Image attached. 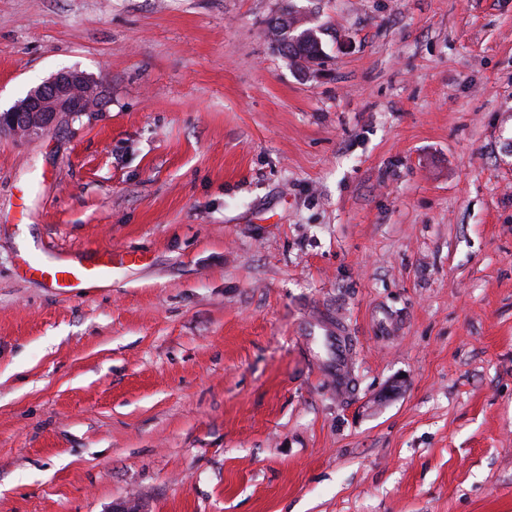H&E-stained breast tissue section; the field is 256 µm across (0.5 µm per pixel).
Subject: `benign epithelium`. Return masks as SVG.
I'll list each match as a JSON object with an SVG mask.
<instances>
[{"label":"benign epithelium","instance_id":"1","mask_svg":"<svg viewBox=\"0 0 512 512\" xmlns=\"http://www.w3.org/2000/svg\"><path fill=\"white\" fill-rule=\"evenodd\" d=\"M102 103V86L78 68L63 69L31 88L11 108L0 111V128L20 139L38 137L67 116L94 112Z\"/></svg>","mask_w":512,"mask_h":512}]
</instances>
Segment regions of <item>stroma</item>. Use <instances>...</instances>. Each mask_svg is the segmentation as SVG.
<instances>
[{
    "label": "stroma",
    "instance_id": "stroma-1",
    "mask_svg": "<svg viewBox=\"0 0 512 512\" xmlns=\"http://www.w3.org/2000/svg\"><path fill=\"white\" fill-rule=\"evenodd\" d=\"M74 67L0 132V512H512V0H0V110ZM293 12L289 10L286 15L271 21L273 36L278 35L277 44L285 55L294 58L320 59L323 54L322 45L313 28L298 26L291 20ZM78 68L63 69L31 88L11 108L0 111V128L20 139L38 137L63 118L94 112L102 103V86ZM4 132V130H2ZM112 251L94 262L84 261L76 255L39 258L32 271L51 280L60 288L77 293L91 282L107 281L112 277Z\"/></svg>",
    "mask_w": 512,
    "mask_h": 512
}]
</instances>
